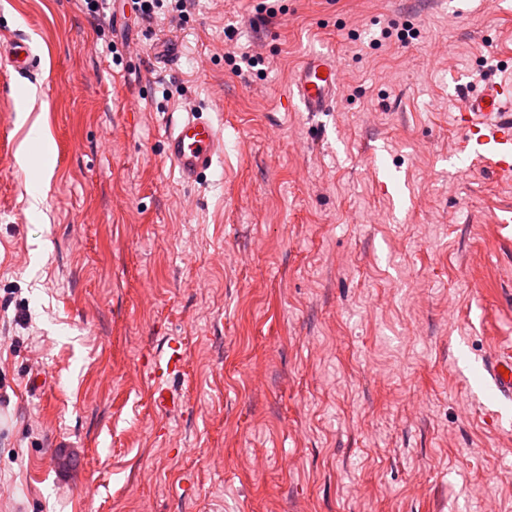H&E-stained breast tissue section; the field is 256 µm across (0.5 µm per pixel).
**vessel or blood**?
Here are the masks:
<instances>
[{
	"label": "vessel or blood",
	"instance_id": "b4317fda",
	"mask_svg": "<svg viewBox=\"0 0 512 512\" xmlns=\"http://www.w3.org/2000/svg\"><path fill=\"white\" fill-rule=\"evenodd\" d=\"M5 66L17 73L28 72L34 56L23 39L12 41L5 51ZM339 70L335 60L322 53L309 55L297 71L294 88L302 111L327 112L336 100ZM465 136L459 150L475 154L496 171L512 172V83L485 84L468 96L458 116ZM224 152V141L212 119L199 112L186 113L170 123L164 141V156L186 183L197 182ZM184 362L179 342L170 341L164 360L155 362L151 372V398L167 410L178 404L170 381ZM494 385L507 399L512 398V356L495 360L489 369Z\"/></svg>",
	"mask_w": 512,
	"mask_h": 512
}]
</instances>
